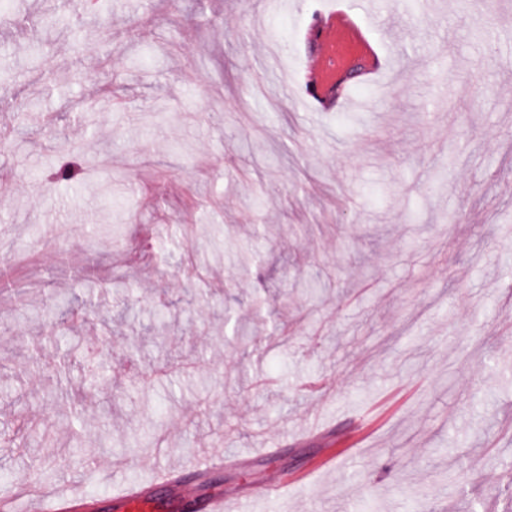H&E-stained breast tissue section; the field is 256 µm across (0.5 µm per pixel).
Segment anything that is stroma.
<instances>
[{"mask_svg": "<svg viewBox=\"0 0 512 512\" xmlns=\"http://www.w3.org/2000/svg\"><path fill=\"white\" fill-rule=\"evenodd\" d=\"M403 2L86 0L68 25L64 0H15L0 498L38 483L115 512L114 469L143 483L144 452L202 447L238 462L200 496L293 480L246 512H512V18ZM333 9L388 68L322 103L309 30ZM62 156L92 179L49 183Z\"/></svg>", "mask_w": 512, "mask_h": 512, "instance_id": "stroma-1", "label": "stroma"}]
</instances>
